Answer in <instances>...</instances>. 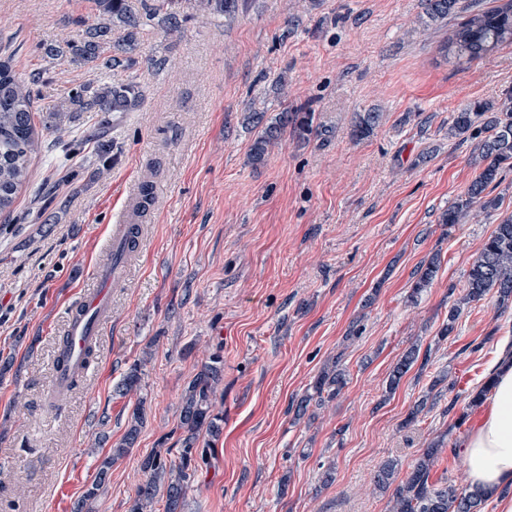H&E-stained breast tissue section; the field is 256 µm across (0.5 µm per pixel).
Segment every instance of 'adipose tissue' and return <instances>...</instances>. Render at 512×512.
Segmentation results:
<instances>
[{
    "label": "adipose tissue",
    "mask_w": 512,
    "mask_h": 512,
    "mask_svg": "<svg viewBox=\"0 0 512 512\" xmlns=\"http://www.w3.org/2000/svg\"><path fill=\"white\" fill-rule=\"evenodd\" d=\"M481 412L461 444L473 489L497 498L502 512H512V501L500 490L512 485V364H501Z\"/></svg>",
    "instance_id": "ef3b65f1"
}]
</instances>
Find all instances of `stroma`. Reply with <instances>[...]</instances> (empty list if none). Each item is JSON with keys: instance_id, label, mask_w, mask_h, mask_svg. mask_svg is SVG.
I'll return each instance as SVG.
<instances>
[{"instance_id": "obj_1", "label": "stroma", "mask_w": 512, "mask_h": 512, "mask_svg": "<svg viewBox=\"0 0 512 512\" xmlns=\"http://www.w3.org/2000/svg\"><path fill=\"white\" fill-rule=\"evenodd\" d=\"M469 0L431 22L425 0H247L233 22L191 13L179 31L150 20L132 69L89 72L41 48L62 44L92 0H0V55L16 72L44 70L38 120L74 87L132 83L136 111L82 142L64 166L55 149L0 215V512H71L110 454L135 404L146 414L135 448L112 467L93 512H128L158 444L180 448L179 407L214 352L224 357L215 405L224 433L187 490L185 512H389L374 485L386 460L405 476L434 439L433 480L470 486L456 441L468 404L512 337V306L494 297L464 310L440 338L484 240L512 212V171L498 211L463 224L441 213L470 183L474 141L448 135L455 112L512 89V47L457 70L438 47L467 19ZM155 59L164 68L152 67ZM315 114L251 163L256 109ZM380 113L369 136L352 130ZM141 244L113 288L111 319L89 374L58 407L46 403L67 308L94 285L113 224L131 215L143 184ZM438 273L411 300L414 273ZM420 366L387 387L399 358ZM346 385L336 399L292 406L331 358ZM142 361L141 390L119 396ZM439 395L406 418L429 387ZM332 470V483L323 473Z\"/></svg>"}]
</instances>
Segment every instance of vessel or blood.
I'll return each instance as SVG.
<instances>
[{
    "instance_id": "1",
    "label": "vessel or blood",
    "mask_w": 512,
    "mask_h": 512,
    "mask_svg": "<svg viewBox=\"0 0 512 512\" xmlns=\"http://www.w3.org/2000/svg\"><path fill=\"white\" fill-rule=\"evenodd\" d=\"M123 277L122 265L97 268L95 288L84 293L64 330V360L53 365L50 376L53 391L65 392L76 375L89 370L85 351L100 342L102 330L109 321V290L118 286Z\"/></svg>"
}]
</instances>
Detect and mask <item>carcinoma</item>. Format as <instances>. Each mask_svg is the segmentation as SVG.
<instances>
[{
    "label": "carcinoma",
    "instance_id": "obj_1",
    "mask_svg": "<svg viewBox=\"0 0 512 512\" xmlns=\"http://www.w3.org/2000/svg\"><path fill=\"white\" fill-rule=\"evenodd\" d=\"M200 13L220 15L231 21L239 9L238 0H186ZM459 0H426L425 10L436 21L455 12ZM176 0H143L144 11L164 13L169 27L176 29L179 21ZM97 20L82 21L81 28L65 40V47L50 45L47 56L62 52L71 61L94 69H112L133 64L129 54L137 50L144 33L143 14L134 11L127 0H94ZM123 27V35L112 40V23ZM504 45H512V0L486 8L471 6L466 21L454 28L439 46L444 62L464 68L483 59ZM43 78V71L18 74L11 58L0 60V213L11 211L19 191L28 184L32 161L41 152L42 140L35 122L34 87ZM140 94L133 84L97 85L92 81L71 90L70 114L91 113L99 128L113 121L114 115L133 112L139 107ZM246 120L257 129L249 159L262 162L269 148L279 145L289 133L306 136L313 131L314 115L310 112L283 111L274 120L266 121L265 113L249 112ZM380 120L377 112H366L354 130L357 137L369 135ZM450 132L469 135L478 140V156L474 161L477 174L463 195L441 214V223L462 224L474 208L485 212L496 210L500 198L491 196L502 182V173L512 168V93L495 101L480 102L455 113ZM440 267L433 257L421 265L415 276L411 298L416 300L436 277ZM494 293L498 307L512 304V214L504 216L484 241L481 251L467 272L462 294L448 310V322L440 335L449 336L463 308L478 303ZM418 360V349L411 348L394 366L389 376V389L398 387L401 379ZM142 363L135 361L122 375L118 389L123 394L137 390L142 381ZM224 381V357L215 353L202 363L182 395L179 429L182 451L177 460H170L156 448L141 461L145 481L135 492L129 512H156L164 502V512H185V495L194 481L208 452L215 448L224 426V416L216 410L214 396ZM346 383L345 374L336 363L324 368L310 391L296 403L295 416L305 415L311 402L324 403L336 398ZM145 423L143 404L138 402L128 416L123 437L112 446V454L98 465L96 474L73 505L72 512H91V504L109 482L112 465L135 447ZM437 441L424 449L411 471L400 481L395 477V463L380 465L375 473L376 485L390 492V512H481L484 496L477 491L463 490L453 484H437L430 480L431 469L442 452Z\"/></svg>",
    "mask_w": 512,
    "mask_h": 512
}]
</instances>
